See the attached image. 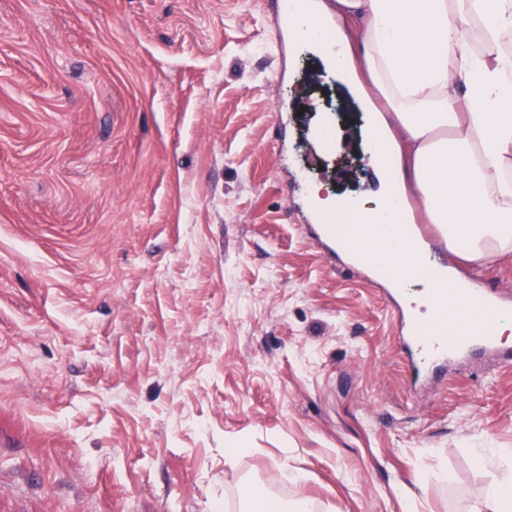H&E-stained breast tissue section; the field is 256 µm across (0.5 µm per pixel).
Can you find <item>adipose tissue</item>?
Listing matches in <instances>:
<instances>
[{"label": "adipose tissue", "instance_id": "ef3b65f1", "mask_svg": "<svg viewBox=\"0 0 512 512\" xmlns=\"http://www.w3.org/2000/svg\"><path fill=\"white\" fill-rule=\"evenodd\" d=\"M330 30L301 44L369 100L375 205L337 214L374 226L416 201L445 248L475 264L512 256V0H314ZM495 476L470 512H512V448H478Z\"/></svg>", "mask_w": 512, "mask_h": 512}]
</instances>
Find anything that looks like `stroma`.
Returning a JSON list of instances; mask_svg holds the SVG:
<instances>
[{
    "label": "stroma",
    "instance_id": "stroma-1",
    "mask_svg": "<svg viewBox=\"0 0 512 512\" xmlns=\"http://www.w3.org/2000/svg\"><path fill=\"white\" fill-rule=\"evenodd\" d=\"M269 0H0V512H466L512 368L413 388L397 317L307 226L369 188ZM444 260L512 298V261ZM243 452L226 457V442ZM261 500L264 502V508L261 511L265 512H277L282 506L281 503L273 498L269 500L266 497L264 491L258 486H249L244 488L240 493V505L241 511H255L252 508V504L255 501ZM246 509V510H245Z\"/></svg>",
    "mask_w": 512,
    "mask_h": 512
}]
</instances>
